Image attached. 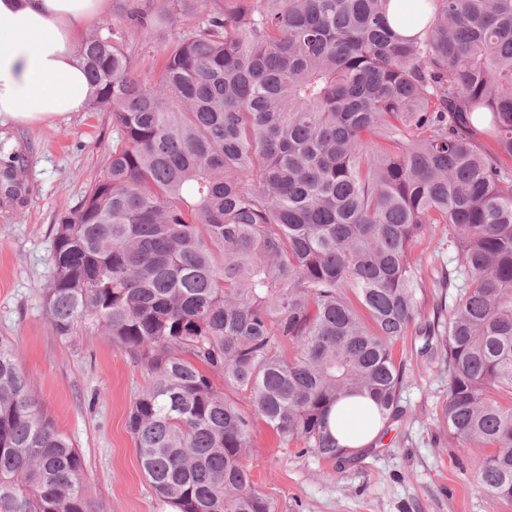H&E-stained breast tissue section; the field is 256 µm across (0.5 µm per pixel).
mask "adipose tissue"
Segmentation results:
<instances>
[{"mask_svg": "<svg viewBox=\"0 0 512 512\" xmlns=\"http://www.w3.org/2000/svg\"><path fill=\"white\" fill-rule=\"evenodd\" d=\"M109 0H0V121L38 126L85 111L91 97L78 34ZM333 420L340 445L373 444L384 427L368 399L350 397Z\"/></svg>", "mask_w": 512, "mask_h": 512, "instance_id": "obj_1", "label": "adipose tissue"}]
</instances>
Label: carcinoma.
<instances>
[{"label": "carcinoma", "mask_w": 512, "mask_h": 512, "mask_svg": "<svg viewBox=\"0 0 512 512\" xmlns=\"http://www.w3.org/2000/svg\"><path fill=\"white\" fill-rule=\"evenodd\" d=\"M175 2L192 26L146 79L127 27L167 12L130 0L78 49L112 149L57 219L46 291L57 336L81 326L146 371L127 427L151 489L176 512H275L256 421L343 458L334 406L397 415L413 333L448 370V440L490 449L477 481L511 504L512 0H408L412 38L390 0ZM430 225L455 256L428 281ZM83 470L0 336V512H95Z\"/></svg>", "instance_id": "obj_1"}]
</instances>
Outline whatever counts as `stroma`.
<instances>
[{
	"instance_id": "1",
	"label": "stroma",
	"mask_w": 512,
	"mask_h": 512,
	"mask_svg": "<svg viewBox=\"0 0 512 512\" xmlns=\"http://www.w3.org/2000/svg\"><path fill=\"white\" fill-rule=\"evenodd\" d=\"M190 25L185 17L147 34L130 29L124 48L134 75L149 76ZM111 146L112 115L103 111L36 127L0 124V336L13 339L44 414L81 453L95 512H171L144 479L127 428L145 373L97 335L60 339L45 304L56 220L93 184ZM418 348L408 336L394 349L406 373L398 417L343 462L300 454L256 423L249 468L275 512H512L479 487L480 450L449 442L438 421L448 372Z\"/></svg>"
}]
</instances>
